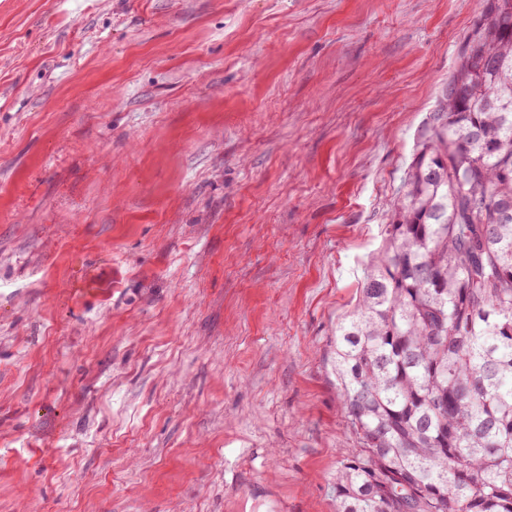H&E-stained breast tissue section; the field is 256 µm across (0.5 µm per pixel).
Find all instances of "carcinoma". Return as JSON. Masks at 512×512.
Listing matches in <instances>:
<instances>
[{
  "mask_svg": "<svg viewBox=\"0 0 512 512\" xmlns=\"http://www.w3.org/2000/svg\"><path fill=\"white\" fill-rule=\"evenodd\" d=\"M333 368L337 512H512V0H480Z\"/></svg>",
  "mask_w": 512,
  "mask_h": 512,
  "instance_id": "carcinoma-1",
  "label": "carcinoma"
}]
</instances>
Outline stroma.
<instances>
[{"label":"stroma","instance_id":"35a3bbf8","mask_svg":"<svg viewBox=\"0 0 512 512\" xmlns=\"http://www.w3.org/2000/svg\"><path fill=\"white\" fill-rule=\"evenodd\" d=\"M479 11L0 0V512H336V325Z\"/></svg>","mask_w":512,"mask_h":512}]
</instances>
